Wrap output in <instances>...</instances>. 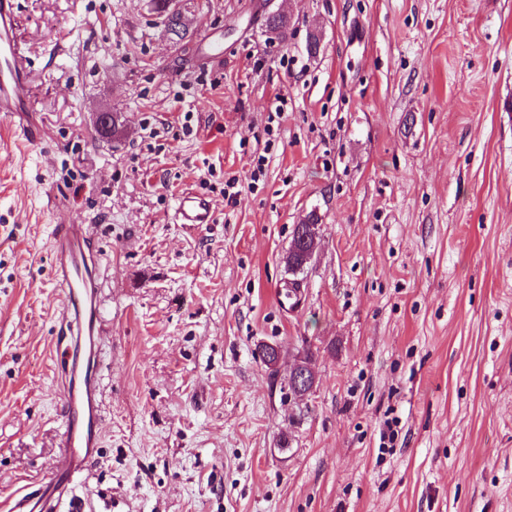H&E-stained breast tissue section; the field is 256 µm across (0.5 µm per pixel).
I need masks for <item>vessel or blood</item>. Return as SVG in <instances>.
<instances>
[{"label": "vessel or blood", "instance_id": "vessel-or-blood-1", "mask_svg": "<svg viewBox=\"0 0 512 512\" xmlns=\"http://www.w3.org/2000/svg\"><path fill=\"white\" fill-rule=\"evenodd\" d=\"M17 0H0V115L29 111L30 86L19 46ZM179 223L213 221L210 201L184 192L176 206ZM52 278L62 291L65 348L56 359L62 381L59 460L54 476L34 491L16 492L6 512H93L91 496L74 494L69 485L100 457L103 399L100 381L101 336L106 309L101 299L102 264L89 225H55L51 240Z\"/></svg>", "mask_w": 512, "mask_h": 512}]
</instances>
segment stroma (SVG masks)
<instances>
[{"instance_id": "obj_1", "label": "stroma", "mask_w": 512, "mask_h": 512, "mask_svg": "<svg viewBox=\"0 0 512 512\" xmlns=\"http://www.w3.org/2000/svg\"><path fill=\"white\" fill-rule=\"evenodd\" d=\"M181 9L177 46L147 0H18L42 137L0 117V501L55 469L50 237L80 223L108 321L76 488L101 512H512V0ZM186 190L213 223L176 222Z\"/></svg>"}]
</instances>
